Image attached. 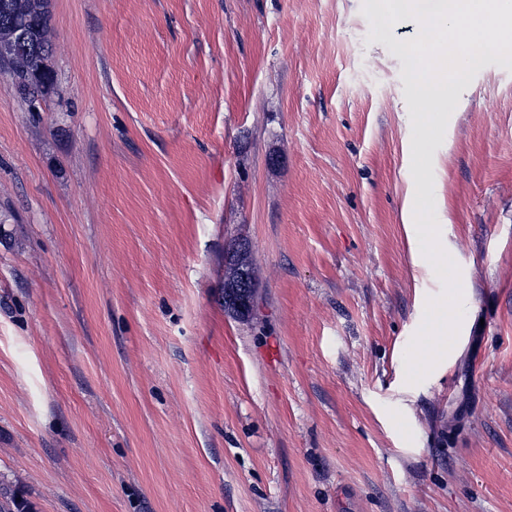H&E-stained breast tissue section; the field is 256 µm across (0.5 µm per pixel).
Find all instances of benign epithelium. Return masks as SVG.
Wrapping results in <instances>:
<instances>
[{
  "mask_svg": "<svg viewBox=\"0 0 512 512\" xmlns=\"http://www.w3.org/2000/svg\"><path fill=\"white\" fill-rule=\"evenodd\" d=\"M6 7L14 24L0 35V64L15 81L23 83V91H29L36 84L47 95L55 89L56 75L48 64L43 21L39 18L43 8L36 0H8ZM23 51L42 58L43 67L31 70L27 57L21 55ZM255 292L251 254L248 247L240 245L232 253V271L227 274L224 304L239 318L246 319L252 313Z\"/></svg>",
  "mask_w": 512,
  "mask_h": 512,
  "instance_id": "obj_1",
  "label": "benign epithelium"
}]
</instances>
